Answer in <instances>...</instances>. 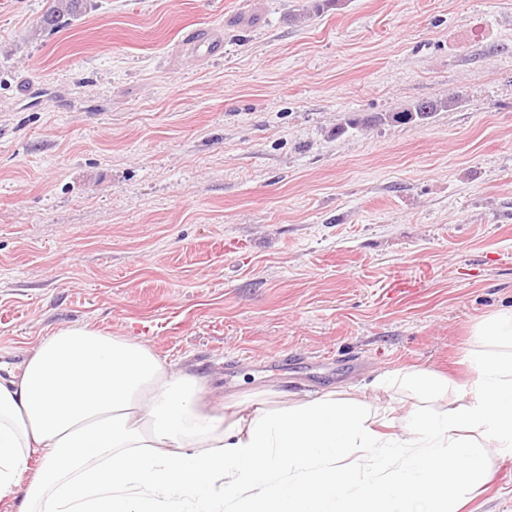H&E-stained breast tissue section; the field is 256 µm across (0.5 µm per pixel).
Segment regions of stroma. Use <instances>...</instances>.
Masks as SVG:
<instances>
[{
    "instance_id": "35a3bbf8",
    "label": "stroma",
    "mask_w": 512,
    "mask_h": 512,
    "mask_svg": "<svg viewBox=\"0 0 512 512\" xmlns=\"http://www.w3.org/2000/svg\"><path fill=\"white\" fill-rule=\"evenodd\" d=\"M48 6L0 0V362L87 324L216 402L467 380L512 305V0ZM470 505L512 512V460ZM86 5V0H51L41 23L44 26H53L61 15L80 14L86 8ZM459 103L456 97H448L444 100H421L411 104L401 112H395L391 115H382L380 120L392 119L394 121L404 122H424L430 119L435 112L440 110H450Z\"/></svg>"
}]
</instances>
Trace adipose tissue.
<instances>
[{
    "label": "adipose tissue",
    "instance_id": "adipose-tissue-1",
    "mask_svg": "<svg viewBox=\"0 0 512 512\" xmlns=\"http://www.w3.org/2000/svg\"><path fill=\"white\" fill-rule=\"evenodd\" d=\"M467 361L469 385L418 368L378 375L427 400L397 410L392 433L367 403L321 397L285 408L226 397L173 370L135 339L57 329L0 371V499L19 512H462L512 457V307L488 317ZM38 467H31L32 458Z\"/></svg>",
    "mask_w": 512,
    "mask_h": 512
}]
</instances>
